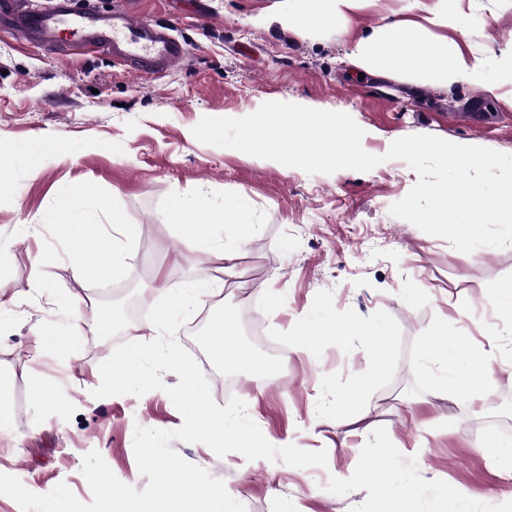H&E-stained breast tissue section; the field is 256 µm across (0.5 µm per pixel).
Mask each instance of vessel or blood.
Returning <instances> with one entry per match:
<instances>
[{
	"label": "vessel or blood",
	"instance_id": "b4317fda",
	"mask_svg": "<svg viewBox=\"0 0 512 512\" xmlns=\"http://www.w3.org/2000/svg\"><path fill=\"white\" fill-rule=\"evenodd\" d=\"M0 32L30 46L62 48L67 55L103 52L125 62L135 74L160 75L181 66L183 40L170 28L145 21L138 0H51L45 10L25 0H0Z\"/></svg>",
	"mask_w": 512,
	"mask_h": 512
}]
</instances>
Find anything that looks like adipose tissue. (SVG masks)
I'll return each mask as SVG.
<instances>
[{
  "label": "adipose tissue",
  "instance_id": "1",
  "mask_svg": "<svg viewBox=\"0 0 512 512\" xmlns=\"http://www.w3.org/2000/svg\"><path fill=\"white\" fill-rule=\"evenodd\" d=\"M362 0H281L279 17L284 24L306 30L320 25L337 26L348 21ZM457 0H410L411 8L420 10L421 20L401 19L377 28L370 37L359 40L347 55L358 69L376 75H407L421 86L448 87L464 80L475 87H484L486 66L483 58L465 53L457 44L442 37V29L454 20ZM103 206L92 189L71 187L62 192L50 217L61 236H71L81 230L86 242L76 258L74 272L79 279L99 280L107 277L114 265L116 241L105 236L98 220ZM246 201L237 199L214 211L200 199L181 195L175 197L166 214L175 224L183 243L201 257L204 265L223 266L235 260L242 246L252 236ZM223 225L224 241L214 246L212 229ZM224 281L204 273L188 288L154 304L153 323L165 324L184 308L191 297L222 293ZM365 336L372 350V373H379L388 361L392 345L380 323L366 326L356 315L343 313L333 320L316 321L303 332L310 348H318L323 337ZM238 321L225 314L216 321L208 334L211 356L223 363L258 366L251 350L238 339ZM423 359L436 366L441 385L440 395L478 401L480 381L486 369L487 352L469 348L463 337L438 330L425 336L420 346Z\"/></svg>",
  "mask_w": 512,
  "mask_h": 512
}]
</instances>
